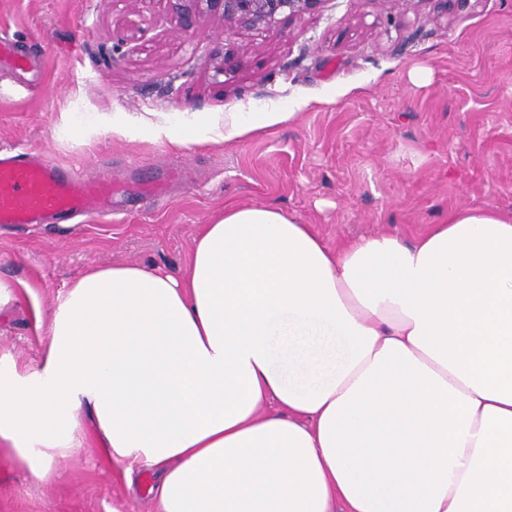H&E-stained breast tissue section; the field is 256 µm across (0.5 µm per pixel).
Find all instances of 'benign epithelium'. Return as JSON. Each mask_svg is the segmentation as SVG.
Masks as SVG:
<instances>
[{
  "instance_id": "benign-epithelium-1",
  "label": "benign epithelium",
  "mask_w": 512,
  "mask_h": 512,
  "mask_svg": "<svg viewBox=\"0 0 512 512\" xmlns=\"http://www.w3.org/2000/svg\"><path fill=\"white\" fill-rule=\"evenodd\" d=\"M178 23L192 26L204 16L219 17L255 29L266 28L278 18H303L316 13L324 0H168Z\"/></svg>"
}]
</instances>
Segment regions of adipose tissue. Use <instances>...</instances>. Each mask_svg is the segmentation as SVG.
Segmentation results:
<instances>
[{"label": "adipose tissue", "instance_id": "adipose-tissue-1", "mask_svg": "<svg viewBox=\"0 0 512 512\" xmlns=\"http://www.w3.org/2000/svg\"><path fill=\"white\" fill-rule=\"evenodd\" d=\"M0 441L39 481L90 416L157 512H512V211L329 246L228 205L181 275L87 268Z\"/></svg>", "mask_w": 512, "mask_h": 512}]
</instances>
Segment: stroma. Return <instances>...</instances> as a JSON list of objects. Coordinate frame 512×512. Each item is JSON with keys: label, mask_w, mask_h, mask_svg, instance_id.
Wrapping results in <instances>:
<instances>
[{"label": "stroma", "mask_w": 512, "mask_h": 512, "mask_svg": "<svg viewBox=\"0 0 512 512\" xmlns=\"http://www.w3.org/2000/svg\"><path fill=\"white\" fill-rule=\"evenodd\" d=\"M1 33L27 63L0 68V149L109 175L115 193L108 213L0 224V369L40 364L37 315L85 268L184 273L229 203L282 208L332 246L411 240L459 208L512 211V0H326L264 31L183 29L168 0H0ZM228 112L293 118L184 148L156 137L221 131ZM82 430L46 482L0 442V512H152L90 417Z\"/></svg>", "instance_id": "35a3bbf8"}]
</instances>
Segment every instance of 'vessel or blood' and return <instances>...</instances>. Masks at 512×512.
Returning <instances> with one entry per match:
<instances>
[{
	"label": "vessel or blood",
	"mask_w": 512,
	"mask_h": 512,
	"mask_svg": "<svg viewBox=\"0 0 512 512\" xmlns=\"http://www.w3.org/2000/svg\"><path fill=\"white\" fill-rule=\"evenodd\" d=\"M113 190L108 177H85L23 151L0 150V224H48L84 214Z\"/></svg>",
	"instance_id": "vessel-or-blood-1"
}]
</instances>
